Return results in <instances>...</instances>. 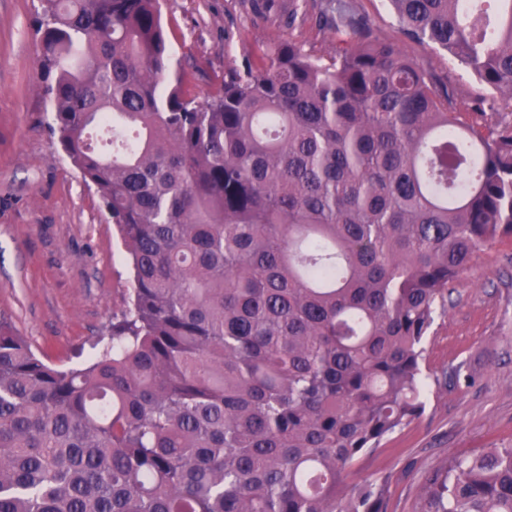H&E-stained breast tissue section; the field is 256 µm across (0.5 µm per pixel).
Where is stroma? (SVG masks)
Returning a JSON list of instances; mask_svg holds the SVG:
<instances>
[{"mask_svg": "<svg viewBox=\"0 0 512 512\" xmlns=\"http://www.w3.org/2000/svg\"><path fill=\"white\" fill-rule=\"evenodd\" d=\"M171 76L192 95L213 91L245 53L284 39L333 56L338 41L318 25L324 0H307L287 26L288 0H161ZM382 35L399 41L458 107L491 99L447 53L405 39L389 0H354ZM40 0H0V316L59 367L93 354L129 299L130 271L115 224L94 188L70 165L49 126L35 18ZM472 384L445 380L456 366ZM431 377L424 415L361 456L348 479L388 481L387 512H421L430 470L462 454L512 445V238L474 256L448 290L427 341Z\"/></svg>", "mask_w": 512, "mask_h": 512, "instance_id": "35a3bbf8", "label": "stroma"}]
</instances>
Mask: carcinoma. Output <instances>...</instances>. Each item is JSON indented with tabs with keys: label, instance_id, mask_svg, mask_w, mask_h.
Instances as JSON below:
<instances>
[{
	"label": "carcinoma",
	"instance_id": "cac0c4a2",
	"mask_svg": "<svg viewBox=\"0 0 512 512\" xmlns=\"http://www.w3.org/2000/svg\"><path fill=\"white\" fill-rule=\"evenodd\" d=\"M51 133L131 291L87 363L0 320V512H386L350 469L427 400L426 341L512 237V123L439 92L350 0L329 59L284 40L199 101L159 0H40ZM512 108V0H390ZM422 512H512V447L428 472Z\"/></svg>",
	"mask_w": 512,
	"mask_h": 512
}]
</instances>
